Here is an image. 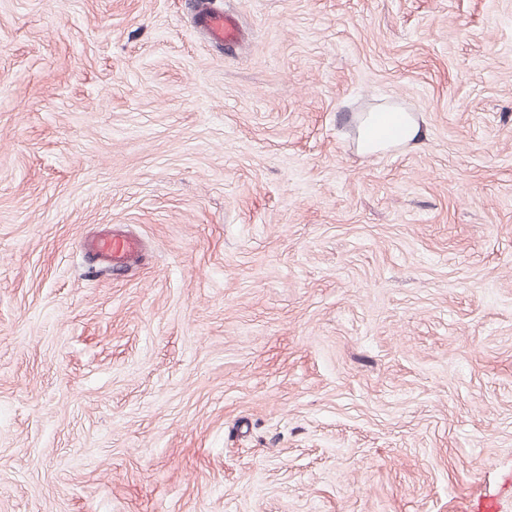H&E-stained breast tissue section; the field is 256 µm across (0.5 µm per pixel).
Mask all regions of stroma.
I'll list each match as a JSON object with an SVG mask.
<instances>
[{
  "mask_svg": "<svg viewBox=\"0 0 512 512\" xmlns=\"http://www.w3.org/2000/svg\"><path fill=\"white\" fill-rule=\"evenodd\" d=\"M218 5L0 0V512H512V0ZM199 21L210 42L216 46H232L240 37L238 17L223 9L201 10ZM393 128L401 130L399 136L405 142L416 143L421 138V127L417 123L408 120L404 112H394L389 109H383L380 112H369L359 135L361 151L365 154H373L386 149L390 143L395 142H390L393 137L390 131ZM83 246L86 253L98 257L103 268L108 270L126 267L141 251L137 238L112 232L88 238Z\"/></svg>",
  "mask_w": 512,
  "mask_h": 512,
  "instance_id": "1",
  "label": "stroma"
}]
</instances>
